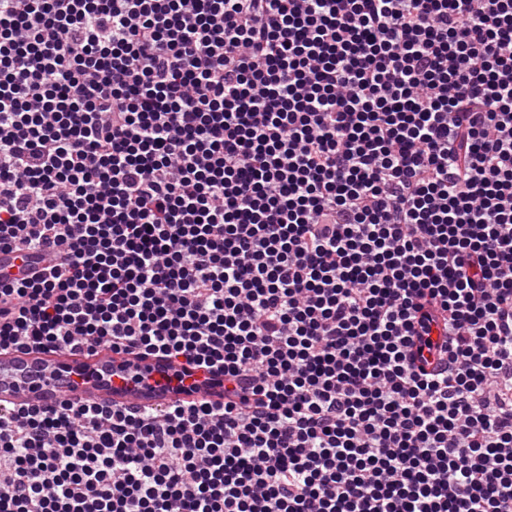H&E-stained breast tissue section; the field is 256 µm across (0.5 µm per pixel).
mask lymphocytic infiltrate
I'll list each match as a JSON object with an SVG mask.
<instances>
[{
  "label": "lymphocytic infiltrate",
  "mask_w": 512,
  "mask_h": 512,
  "mask_svg": "<svg viewBox=\"0 0 512 512\" xmlns=\"http://www.w3.org/2000/svg\"><path fill=\"white\" fill-rule=\"evenodd\" d=\"M1 249L224 401L0 406V512H512V0H0Z\"/></svg>",
  "instance_id": "lymphocytic-infiltrate-1"
}]
</instances>
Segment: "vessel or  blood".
I'll list each match as a JSON object with an SVG mask.
<instances>
[{"label":"vessel or blood","instance_id":"b4317fda","mask_svg":"<svg viewBox=\"0 0 512 512\" xmlns=\"http://www.w3.org/2000/svg\"><path fill=\"white\" fill-rule=\"evenodd\" d=\"M33 265V256L0 251V271L16 274ZM65 399L118 409H163L200 399L220 403L224 378L200 371L182 378L177 367L152 355L34 347L0 350V405L52 407Z\"/></svg>","mask_w":512,"mask_h":512}]
</instances>
